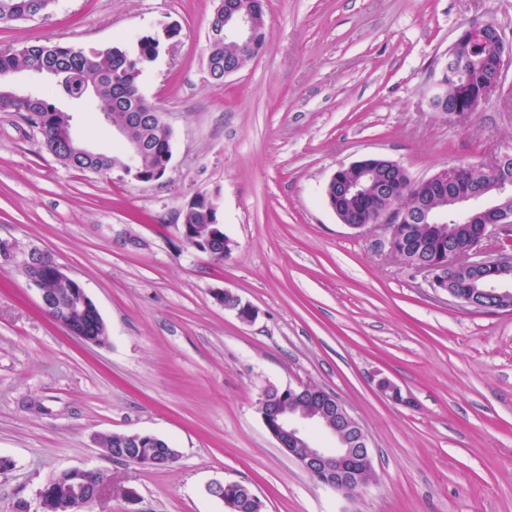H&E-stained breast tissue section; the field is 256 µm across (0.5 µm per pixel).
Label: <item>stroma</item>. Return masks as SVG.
Listing matches in <instances>:
<instances>
[{
    "instance_id": "35a3bbf8",
    "label": "stroma",
    "mask_w": 512,
    "mask_h": 512,
    "mask_svg": "<svg viewBox=\"0 0 512 512\" xmlns=\"http://www.w3.org/2000/svg\"><path fill=\"white\" fill-rule=\"evenodd\" d=\"M214 0H56L0 24V50L50 40L89 50L176 23L140 77L172 128L156 182L121 169L79 173L38 129L0 110V241L54 256L108 329L97 346L39 308L15 261L0 263V512H40L60 472L112 479L91 512H226L214 481L249 484L264 512H512V313L480 314L435 295L327 206L335 171L368 158L412 177L483 167L512 150V64L466 121L432 104L448 50L476 21L512 48V0H266L269 40L214 81ZM74 136L120 153L112 122L57 97ZM198 191L217 196L235 247L217 262L178 227ZM257 311L240 321L212 297ZM385 376L410 398L376 387ZM314 383L364 427L375 478L347 494L321 485L265 428L262 389ZM146 432L179 451L151 468L113 460L97 437ZM136 498H128L127 489ZM215 299L224 306L225 309L234 311L237 317L243 322H252L256 317V310L248 303L243 302L242 298L228 289H217L214 291ZM225 297L235 299L233 305H227L224 302Z\"/></svg>"
}]
</instances>
